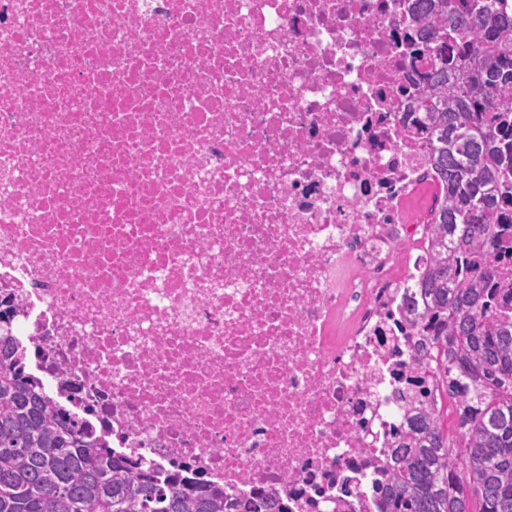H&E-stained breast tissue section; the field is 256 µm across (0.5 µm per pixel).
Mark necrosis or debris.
<instances>
[{"instance_id": "necrosis-or-debris-1", "label": "necrosis or debris", "mask_w": 512, "mask_h": 512, "mask_svg": "<svg viewBox=\"0 0 512 512\" xmlns=\"http://www.w3.org/2000/svg\"><path fill=\"white\" fill-rule=\"evenodd\" d=\"M407 0H0V312L113 455L380 512L447 402L406 307L440 183Z\"/></svg>"}]
</instances>
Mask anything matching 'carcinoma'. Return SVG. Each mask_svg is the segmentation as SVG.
I'll use <instances>...</instances> for the list:
<instances>
[{"mask_svg":"<svg viewBox=\"0 0 512 512\" xmlns=\"http://www.w3.org/2000/svg\"><path fill=\"white\" fill-rule=\"evenodd\" d=\"M411 13L425 68L403 121L434 145L444 196L427 221L422 367L455 404V423L414 417L375 484L381 512H512V283L491 284L487 244L512 227V7L506 0H421ZM0 348V512H226L224 494L133 470L50 406Z\"/></svg>","mask_w":512,"mask_h":512,"instance_id":"carcinoma-1","label":"carcinoma"}]
</instances>
